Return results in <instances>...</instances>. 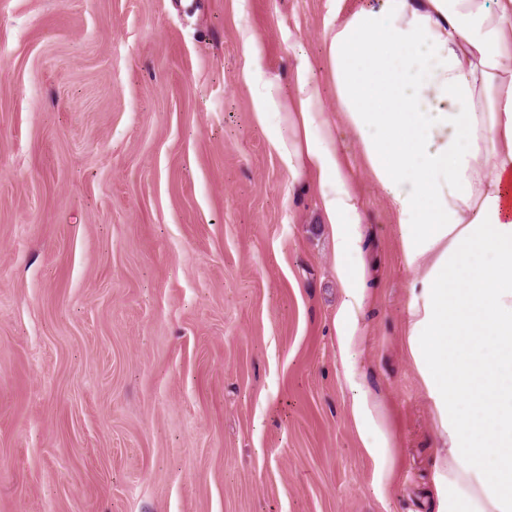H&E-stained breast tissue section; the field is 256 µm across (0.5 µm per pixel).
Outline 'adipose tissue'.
<instances>
[{"instance_id":"1","label":"adipose tissue","mask_w":512,"mask_h":512,"mask_svg":"<svg viewBox=\"0 0 512 512\" xmlns=\"http://www.w3.org/2000/svg\"><path fill=\"white\" fill-rule=\"evenodd\" d=\"M324 41L335 110L307 58L282 88L251 38L242 80L264 128L289 110L291 146L271 142L291 175L316 179L335 234L336 346L375 487L385 491L394 473L396 439L356 360L370 298L365 215L335 115L385 194L415 274L407 345L439 448L433 512H512V0H376Z\"/></svg>"}]
</instances>
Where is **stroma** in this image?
I'll list each match as a JSON object with an SVG mask.
<instances>
[{
    "label": "stroma",
    "instance_id": "obj_1",
    "mask_svg": "<svg viewBox=\"0 0 512 512\" xmlns=\"http://www.w3.org/2000/svg\"><path fill=\"white\" fill-rule=\"evenodd\" d=\"M369 0H0V512H431L414 278L351 131L357 355L397 436L378 494L336 347L335 240L241 80L323 94Z\"/></svg>",
    "mask_w": 512,
    "mask_h": 512
}]
</instances>
